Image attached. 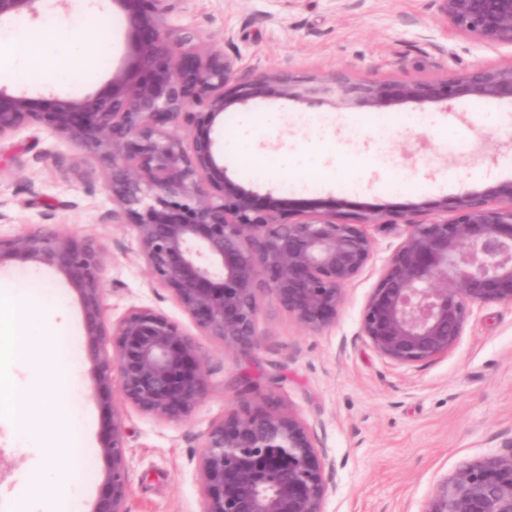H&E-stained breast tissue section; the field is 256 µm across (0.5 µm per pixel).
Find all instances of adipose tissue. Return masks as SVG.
I'll use <instances>...</instances> for the list:
<instances>
[{"mask_svg":"<svg viewBox=\"0 0 512 512\" xmlns=\"http://www.w3.org/2000/svg\"><path fill=\"white\" fill-rule=\"evenodd\" d=\"M110 51L111 44L106 40L89 45L76 36L65 41L58 39L56 25L51 21L22 38L14 31L0 29V80L25 73H50L63 79L88 67L94 57ZM45 484L58 489L57 498L37 497V489ZM81 491L72 469L44 465L33 470L28 482L14 494L11 512H62L61 501Z\"/></svg>","mask_w":512,"mask_h":512,"instance_id":"ef3b65f1","label":"adipose tissue"}]
</instances>
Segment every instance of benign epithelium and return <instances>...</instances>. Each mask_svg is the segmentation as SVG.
Instances as JSON below:
<instances>
[{
	"mask_svg": "<svg viewBox=\"0 0 512 512\" xmlns=\"http://www.w3.org/2000/svg\"><path fill=\"white\" fill-rule=\"evenodd\" d=\"M40 0H0V23L38 14ZM170 0H115L125 13L130 57L142 72L113 71L105 89L82 97H29L0 87V140L42 124L92 148L107 173L112 219L136 234L152 285L166 289L201 335L246 353L257 344L260 296L308 329L329 326L373 257L368 227L403 225L361 317V333L382 358L417 365L457 346L476 306L512 304V180L412 204L405 210L342 212L336 201L289 209L230 179L212 128L237 105L263 98L319 100L374 110L448 103L462 97L512 100V63L434 79L358 80L345 71L303 79L250 68L208 48L197 34L169 29ZM444 27L492 46L512 47V0H434ZM184 117L185 138L166 125ZM453 216H448V213ZM435 213L439 218L422 221ZM61 272L79 296L95 365V395L118 377L125 403L155 418L188 417L207 397V355L161 310L134 306L104 318V259L91 239L36 224L0 234V263ZM127 431L112 421L108 461L94 512H125ZM325 461L291 411L257 410L212 425L198 472L204 512H323ZM424 512H512V448L491 452L444 480Z\"/></svg>",
	"mask_w": 512,
	"mask_h": 512,
	"instance_id": "7a95c632",
	"label": "benign epithelium"
}]
</instances>
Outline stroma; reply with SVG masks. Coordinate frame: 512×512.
<instances>
[{
  "label": "stroma",
  "instance_id": "35a3bbf8",
  "mask_svg": "<svg viewBox=\"0 0 512 512\" xmlns=\"http://www.w3.org/2000/svg\"><path fill=\"white\" fill-rule=\"evenodd\" d=\"M75 0H40V14L75 24L94 43L110 37L113 51L96 69L62 83L50 76L7 80L8 92L38 97H81L102 89L112 71L129 66L123 16L110 0H87L86 21ZM168 28H190L201 41L241 55L265 70L300 77L336 70L361 80L432 79L477 65L512 63V48L491 47L445 33L433 0H177ZM232 43H225V34ZM278 121L267 125V113ZM254 121L255 167L225 154L235 182L287 202L333 200L342 209H404L512 180V102L463 98L451 104L406 105L381 111L335 108L309 101L255 99L225 113L212 136L223 142L242 114ZM499 117L495 125L484 114ZM313 161L328 182L311 181ZM112 209L106 173L90 149L41 125H27L0 142V232L34 224L61 228L96 241L104 254L105 318L150 305L187 332L195 327L171 295L151 286L131 225L104 221ZM374 256L344 290L335 321L313 331L272 298L257 317L259 343L249 354L225 350L210 337L199 343L208 357L209 393L180 421L142 413L119 390L108 401L94 396L82 309L63 274L14 261L0 278L15 287L62 296L74 321L69 339L77 369L73 403L89 414L85 453L77 466L87 492L73 512H93L107 462L100 453L113 421L125 425L129 489L126 512H203L198 459L215 423L253 411L289 410L306 425L324 454L323 512H424L438 484L483 454L512 447V305L475 308L457 347L427 364L400 366L378 356L360 334L364 303L385 260L400 244L401 229L372 226ZM250 374V388L239 385ZM41 449L12 445L0 426V512H10L13 491Z\"/></svg>",
  "mask_w": 512,
  "mask_h": 512
}]
</instances>
